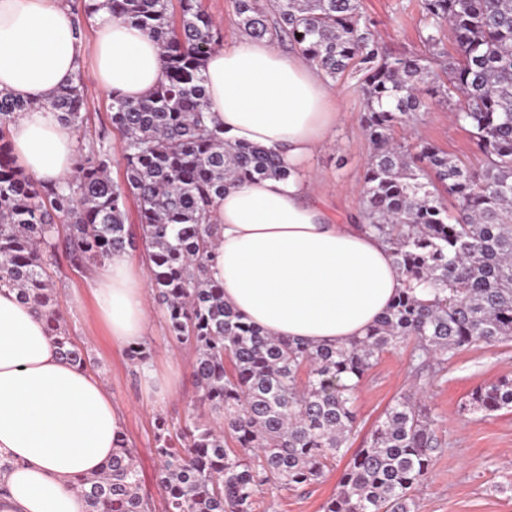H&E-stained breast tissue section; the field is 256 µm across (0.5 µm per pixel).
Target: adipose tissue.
Masks as SVG:
<instances>
[{"mask_svg": "<svg viewBox=\"0 0 512 512\" xmlns=\"http://www.w3.org/2000/svg\"><path fill=\"white\" fill-rule=\"evenodd\" d=\"M92 39L75 31L67 0H0V94L26 101L6 125L13 153L45 182L70 177L80 147L51 101L91 62L104 94L130 101L163 76L145 30L101 8ZM209 120L232 144L273 149L289 176L243 182L211 209L217 244L208 262L224 301L264 331L313 345L365 335L406 286L389 247L362 225L332 223L313 202L307 163L340 113L322 74L243 35L206 58ZM146 272L127 252L98 265L92 291L115 344L148 330ZM124 435L123 415L99 377L57 353L43 318L0 290V454L13 463L0 512H84L70 484L98 472Z\"/></svg>", "mask_w": 512, "mask_h": 512, "instance_id": "adipose-tissue-1", "label": "adipose tissue"}]
</instances>
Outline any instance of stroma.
I'll return each mask as SVG.
<instances>
[{
    "mask_svg": "<svg viewBox=\"0 0 512 512\" xmlns=\"http://www.w3.org/2000/svg\"><path fill=\"white\" fill-rule=\"evenodd\" d=\"M362 8L374 22L388 54L423 53L419 0H362ZM79 77L86 92V109L78 136L84 141L105 136L112 155L111 177L122 181L123 136L112 126V100L97 90L91 64L83 65ZM329 87L341 119L332 141L308 163L317 179L314 199L331 220L356 223L361 210L359 190L372 153L360 123L364 99L357 75L344 76ZM395 136L430 142L472 168L481 164L482 156L470 132L445 105L418 113L409 125L396 129ZM89 273L88 266L61 259L54 276L59 309L72 338L87 349L88 369L100 376L113 403L121 409L125 434L139 452L142 488L153 494L160 468L153 452L158 424L166 423L170 433L176 434L191 416L209 413L199 405L194 385L196 354L169 337L162 306L149 301L150 323L144 343L151 353L150 375L156 383H174L171 392L159 396L156 383L147 385V377L137 374L126 346L113 344L107 325L97 314ZM409 360V349L401 348L374 361L356 402L364 427H372L394 400L410 392ZM505 375L512 376V341L467 347L447 368L422 381V401L434 420L441 446L430 478L415 494V512H512V409L489 415L460 411L473 389ZM341 471L337 464L311 485L265 491L259 505L273 507L275 512H322L323 504L337 490Z\"/></svg>",
    "mask_w": 512,
    "mask_h": 512,
    "instance_id": "35a3bbf8",
    "label": "stroma"
}]
</instances>
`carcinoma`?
<instances>
[{
    "label": "carcinoma",
    "instance_id": "1",
    "mask_svg": "<svg viewBox=\"0 0 512 512\" xmlns=\"http://www.w3.org/2000/svg\"><path fill=\"white\" fill-rule=\"evenodd\" d=\"M236 4L246 35L289 41L332 80L360 74L361 122L373 145L361 212L391 246L408 288L366 336L341 347L273 336L227 306L208 275L210 208L243 180L289 172L274 150L229 143L209 125L202 67L222 29L201 0H88L85 14L105 5L151 33L163 79L137 102L112 98V126L124 139L120 183L109 175L103 135L80 147L72 177L57 184L25 175L3 128L26 103L0 96V288L40 313L61 357L85 365L47 269L63 255L95 266L134 247L126 228L134 198L150 288L169 335L195 349L198 401L217 419L192 418L175 437L159 426L158 500L143 492L138 451L122 440L100 472L75 479L84 512H254L263 487L310 485L346 455L360 426L357 392L380 354L412 345V370L421 375L466 347L512 341V0H422L426 52L398 58L383 51L360 0ZM445 25L455 57L441 47ZM427 96L456 101L480 167L428 142L395 140ZM85 101L77 81L51 105L78 129ZM421 284L429 297L416 294ZM128 355L149 367L145 345L129 346ZM464 408H512V377L477 387ZM433 425L417 394L396 399L351 455L323 512H413V492L439 448Z\"/></svg>",
    "mask_w": 512,
    "mask_h": 512
}]
</instances>
